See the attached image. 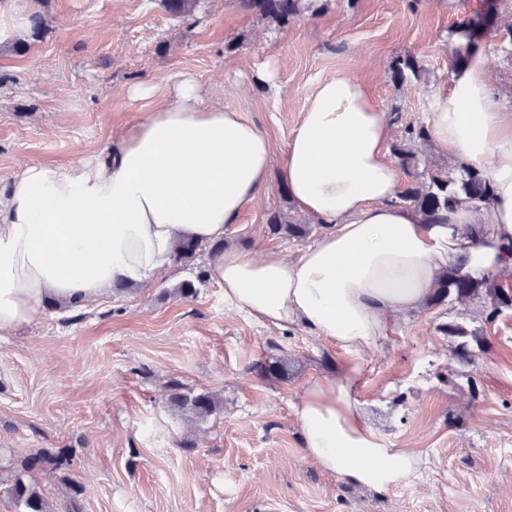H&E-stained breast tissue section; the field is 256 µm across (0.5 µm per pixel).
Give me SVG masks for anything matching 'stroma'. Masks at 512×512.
Masks as SVG:
<instances>
[{
  "instance_id": "35a3bbf8",
  "label": "stroma",
  "mask_w": 512,
  "mask_h": 512,
  "mask_svg": "<svg viewBox=\"0 0 512 512\" xmlns=\"http://www.w3.org/2000/svg\"><path fill=\"white\" fill-rule=\"evenodd\" d=\"M42 34L25 52L0 47V178L39 163L94 161L114 134L151 111L184 76L204 102L242 112L282 153L318 82L344 73L367 83L393 141L430 123L448 89V38L459 22H491L479 49L492 89L512 107V0H306L281 25L240 0H201L175 18L160 0H24ZM420 82H392L403 54ZM153 88L131 96L136 86ZM272 188L244 210L224 247L296 257L326 227ZM279 210L307 224L302 239L266 229ZM192 267L171 270L88 306H47L0 334V512H18L10 460L39 448L73 453L80 512H512V308L486 322L479 303L448 298L400 318L365 361L357 399L366 422L399 448L422 453L421 474L379 495L319 469L302 447L304 389L336 379L337 349L297 328L265 327L224 302L216 279L174 296ZM463 330L445 333V325ZM473 363L454 357L460 342ZM280 359L282 376L256 371ZM216 394L223 413L195 426L164 398L170 380ZM192 434L193 450L180 448Z\"/></svg>"
}]
</instances>
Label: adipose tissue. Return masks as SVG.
Instances as JSON below:
<instances>
[{
    "mask_svg": "<svg viewBox=\"0 0 512 512\" xmlns=\"http://www.w3.org/2000/svg\"><path fill=\"white\" fill-rule=\"evenodd\" d=\"M434 145L487 172L489 204L432 219L396 204L391 125L366 85L318 83L281 159L239 111L201 104L185 78L129 125L102 159L61 170L31 164L0 180V332L33 322L43 302L86 305L114 285H142L172 265L176 243L223 241L280 167L288 193L327 231L296 259L212 256L224 300L268 327H297L336 347L342 374L304 390L301 441L320 469L382 494L423 463L361 419L367 355L447 271H512V109L491 89L484 55L452 73L431 121Z\"/></svg>",
    "mask_w": 512,
    "mask_h": 512,
    "instance_id": "obj_1",
    "label": "adipose tissue"
}]
</instances>
